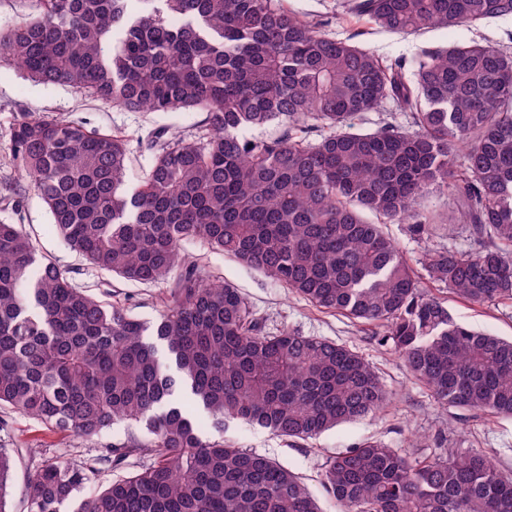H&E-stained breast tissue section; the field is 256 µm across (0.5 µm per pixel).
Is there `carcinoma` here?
<instances>
[{
  "label": "carcinoma",
  "instance_id": "1",
  "mask_svg": "<svg viewBox=\"0 0 512 512\" xmlns=\"http://www.w3.org/2000/svg\"><path fill=\"white\" fill-rule=\"evenodd\" d=\"M132 2L40 0L0 29V54L36 82L130 112H204L210 129L199 142L153 132L133 186L123 136L32 113L13 128L14 156L65 245L126 282L167 285L148 324L78 284L22 225L0 223V408L81 442L127 429L92 456L42 459L23 482L26 512H320L292 470L224 441V423L295 443L389 400L351 347L266 331L239 289L183 253L189 239L374 326L442 407L511 417L512 341L454 321L428 288L512 302V52L471 41L383 59L279 0ZM338 6L390 32L512 15V0ZM369 112L392 116L354 122ZM434 191L453 207L422 209ZM456 222L475 249H431L419 271L381 228L420 239ZM19 464L0 444V512H12ZM322 483L347 512H512V477L476 452L409 458L365 440L330 459Z\"/></svg>",
  "mask_w": 512,
  "mask_h": 512
}]
</instances>
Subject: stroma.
<instances>
[{"label": "stroma", "mask_w": 512, "mask_h": 512, "mask_svg": "<svg viewBox=\"0 0 512 512\" xmlns=\"http://www.w3.org/2000/svg\"><path fill=\"white\" fill-rule=\"evenodd\" d=\"M284 3L302 15L325 19L324 31L330 37L345 40L359 35L361 43L382 56L409 58L430 45H453L473 39L512 50V17L494 19L468 29L431 28L413 34L371 31L365 21L337 19L336 0H284ZM27 112L49 113L89 129L125 135L130 141L132 172L137 176L148 168L152 158L147 147L141 145V137L166 127L184 139H199L208 131L205 113L128 112L68 86L33 82L9 59L0 60V222L22 225L39 251L52 255L61 267L72 272L78 283L97 294L110 292L126 298L141 320L154 321L156 299L163 293V286L118 282L109 273L87 266L82 257L70 251L56 236L45 204L22 177L11 149L12 129ZM383 230L413 266L419 265L427 250L444 245L468 252L473 245L460 224L450 231L438 227L431 237L422 240L411 238L402 224H387ZM183 250L198 258L213 275L239 288L251 307L266 317L269 328L285 327L356 348L374 364L390 389L392 397L384 408L365 419L337 426L308 442L290 445L259 426L240 421L226 423V441L269 456L293 470L304 479L318 500L321 512H344L320 483L326 461L370 438L380 439L399 453L412 457L423 453L442 454L451 448L459 453L486 451L493 454L500 469H512V418L440 407L428 389L407 373L398 357L376 343L370 327L319 310L264 276L210 251L200 241L184 242ZM445 299L455 321L495 336L512 337V302L474 305L450 293ZM417 436L425 442V449L413 447L412 441ZM0 440L26 449L25 460L29 463L46 456L75 458L90 450L89 445L74 447L66 437L2 409Z\"/></svg>", "instance_id": "35a3bbf8"}]
</instances>
